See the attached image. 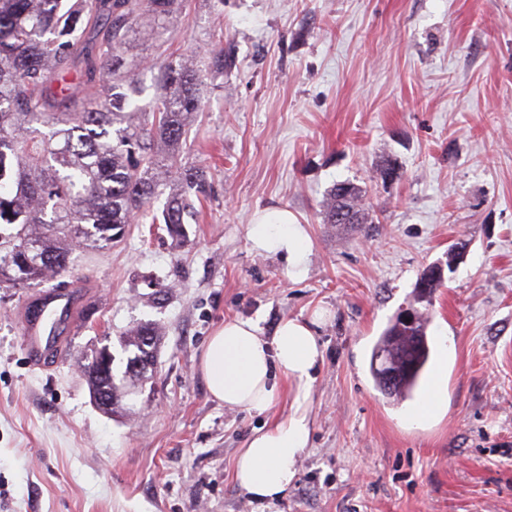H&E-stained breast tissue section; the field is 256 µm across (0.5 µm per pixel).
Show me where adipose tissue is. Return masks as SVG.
Masks as SVG:
<instances>
[{"label": "adipose tissue", "mask_w": 512, "mask_h": 512, "mask_svg": "<svg viewBox=\"0 0 512 512\" xmlns=\"http://www.w3.org/2000/svg\"><path fill=\"white\" fill-rule=\"evenodd\" d=\"M248 238L260 252L285 256L289 277L305 274L310 238L288 209L257 210ZM322 361L312 323L297 318L282 320L269 338L253 321L225 320L202 352L199 369L207 389L226 406L262 414L277 398L278 377L296 385L292 412L255 430L235 462L236 481L265 512L286 496L309 447L307 399Z\"/></svg>", "instance_id": "ef3b65f1"}]
</instances>
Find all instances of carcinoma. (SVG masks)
<instances>
[{
	"label": "carcinoma",
	"instance_id": "obj_1",
	"mask_svg": "<svg viewBox=\"0 0 512 512\" xmlns=\"http://www.w3.org/2000/svg\"><path fill=\"white\" fill-rule=\"evenodd\" d=\"M183 0H0V288H29L49 273L68 270L73 247L104 249L124 227L147 217L180 237L193 217L191 195L204 190L202 170L183 164L188 125L202 110L200 86L208 72L232 63L219 47L209 61L166 57L158 70L163 95L143 109L147 86L126 69L123 57L138 26L164 37ZM176 174L161 216L151 205ZM345 212L351 224L367 223L362 190L336 185L324 221ZM443 276L422 273L419 303H431ZM428 321L413 312L396 317L375 345L370 374L389 397L405 398L419 385L430 360ZM156 352L159 333L141 323L121 341L142 352L143 337ZM388 357L399 371L386 378Z\"/></svg>",
	"mask_w": 512,
	"mask_h": 512
}]
</instances>
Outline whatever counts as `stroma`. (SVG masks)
<instances>
[{"label":"stroma","mask_w":512,"mask_h":512,"mask_svg":"<svg viewBox=\"0 0 512 512\" xmlns=\"http://www.w3.org/2000/svg\"><path fill=\"white\" fill-rule=\"evenodd\" d=\"M170 27L172 42L133 34L128 63L219 44L235 57L188 132L201 212L180 243L132 224L112 248L75 249L47 281L81 302L45 368L23 341L35 289L0 288V512H258L235 459L289 415L293 384L279 379L265 416L211 399L198 363L228 318L267 337L317 322L310 448L280 512H512V0H185ZM341 182L364 190L370 223H325ZM269 206L309 234L301 279L248 238ZM460 242L422 310L430 345L448 339L444 408L412 426L408 402L376 389L371 352ZM143 322L162 332L154 376L103 414L85 357L121 355Z\"/></svg>","instance_id":"obj_1"}]
</instances>
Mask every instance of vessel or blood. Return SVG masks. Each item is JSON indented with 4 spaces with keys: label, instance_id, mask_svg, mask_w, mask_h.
<instances>
[{
    "label": "vessel or blood",
    "instance_id": "1",
    "mask_svg": "<svg viewBox=\"0 0 512 512\" xmlns=\"http://www.w3.org/2000/svg\"><path fill=\"white\" fill-rule=\"evenodd\" d=\"M76 298L70 290L51 289L31 301V316L24 322L31 365L42 366L60 352V333L72 324Z\"/></svg>",
    "mask_w": 512,
    "mask_h": 512
}]
</instances>
